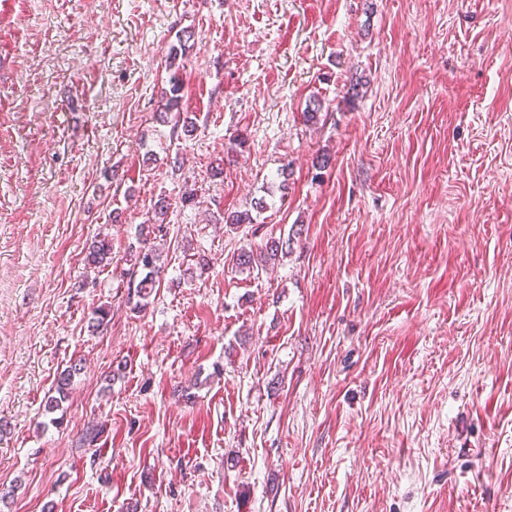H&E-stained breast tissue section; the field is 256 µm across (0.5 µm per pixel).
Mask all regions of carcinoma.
Masks as SVG:
<instances>
[{"label": "carcinoma", "instance_id": "cac0c4a2", "mask_svg": "<svg viewBox=\"0 0 512 512\" xmlns=\"http://www.w3.org/2000/svg\"><path fill=\"white\" fill-rule=\"evenodd\" d=\"M171 86L162 89L161 97L165 100V110L158 114V119L168 122V114H174L175 122L172 125V135L184 140L192 138L198 130L196 119L181 115L179 109L180 88L175 78H170ZM168 210V201L164 197L154 201L152 206L153 217L140 226L138 233L139 246L134 250V262L130 273V286L133 287V296L137 298L135 307L144 309L153 294L156 282L160 280L164 266L161 265V253L156 245L157 233L162 231L163 218ZM283 250L280 241L270 238L257 249H242L234 256L235 265L242 270H263L276 259L279 251ZM85 262L91 268H100L112 263V240L107 236H99L89 245L85 252ZM111 307L102 305L95 310L90 320L92 332L101 333L111 321ZM84 365L82 360L75 359L69 366L60 372L56 378L55 394L47 397L45 411L53 412L62 406L69 396V390L74 376L81 373Z\"/></svg>", "mask_w": 512, "mask_h": 512}]
</instances>
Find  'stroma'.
<instances>
[{
  "mask_svg": "<svg viewBox=\"0 0 512 512\" xmlns=\"http://www.w3.org/2000/svg\"><path fill=\"white\" fill-rule=\"evenodd\" d=\"M181 30L190 140L157 118ZM161 195L166 276L138 311ZM100 233L112 263L86 268ZM271 237L273 269L233 268ZM0 424V512H512V0H15ZM168 201L165 197H159L152 206L153 217L140 226L138 233V248L134 252V262L130 273V288L133 287V296L138 300L135 308L140 310L147 307L148 300L153 294L156 282L160 280L164 266L161 265L158 246L154 243L157 232H162V225L168 210ZM161 218V220H160ZM160 224V225H157ZM141 271L142 275L137 281L136 276ZM83 368L82 360L75 359L58 374L54 389L56 395L47 397L44 405L45 411L53 412L62 406V403L65 402L69 396V390L71 389L74 376L79 375Z\"/></svg>",
  "mask_w": 512,
  "mask_h": 512,
  "instance_id": "1",
  "label": "stroma"
}]
</instances>
